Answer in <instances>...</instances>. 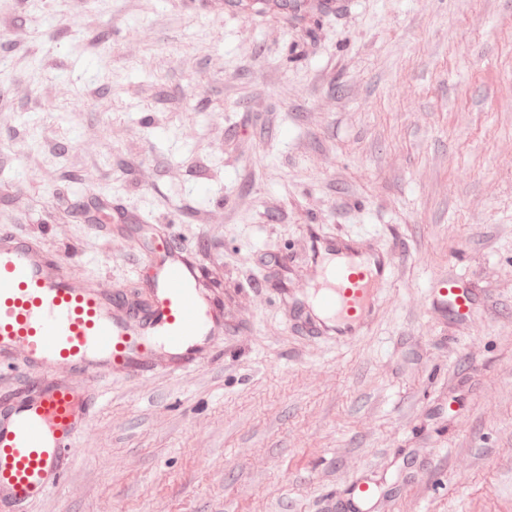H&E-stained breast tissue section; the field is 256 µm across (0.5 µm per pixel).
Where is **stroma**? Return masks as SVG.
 <instances>
[{
    "label": "stroma",
    "instance_id": "obj_1",
    "mask_svg": "<svg viewBox=\"0 0 512 512\" xmlns=\"http://www.w3.org/2000/svg\"><path fill=\"white\" fill-rule=\"evenodd\" d=\"M165 223L224 334L98 380L29 512H345L363 479L376 512H512V0H0V228L142 302ZM339 233L390 265L349 341L300 319ZM435 296L438 301L453 306L456 312L469 311L473 305V299L469 292L464 290L460 282L453 277L442 278L435 288Z\"/></svg>",
    "mask_w": 512,
    "mask_h": 512
}]
</instances>
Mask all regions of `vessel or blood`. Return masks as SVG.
Masks as SVG:
<instances>
[{
  "mask_svg": "<svg viewBox=\"0 0 512 512\" xmlns=\"http://www.w3.org/2000/svg\"><path fill=\"white\" fill-rule=\"evenodd\" d=\"M311 248L343 258L318 305L331 315L324 333L353 339L375 304L378 272L371 261H357L345 237L316 238ZM147 257L148 298L129 303L92 283L74 286L62 259L39 238L0 233V364L24 350L31 379L24 393L0 400V512H28L61 485L92 402L77 378L137 373L158 359L186 366L223 334L224 305L189 251L157 238ZM435 296L458 312L473 305L451 277L438 281Z\"/></svg>",
  "mask_w": 512,
  "mask_h": 512,
  "instance_id": "b4317fda",
  "label": "vessel or blood"
}]
</instances>
